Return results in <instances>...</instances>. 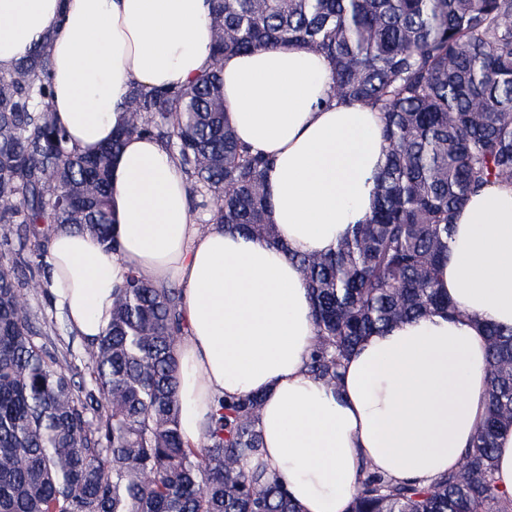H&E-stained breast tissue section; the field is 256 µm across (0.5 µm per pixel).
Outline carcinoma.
Instances as JSON below:
<instances>
[{
  "label": "carcinoma",
  "instance_id": "obj_1",
  "mask_svg": "<svg viewBox=\"0 0 512 512\" xmlns=\"http://www.w3.org/2000/svg\"><path fill=\"white\" fill-rule=\"evenodd\" d=\"M210 66L190 85L135 84L125 123L93 154L55 117L46 45L0 72V512H298L260 453L261 397H217L197 444L180 433L182 289L138 270L112 295V323L78 353L32 314L39 260L59 226L107 247L113 159L130 136L179 163L206 224L280 245L271 160L225 118L224 56L304 46L332 64L337 97L382 115L388 143L375 205L336 250L290 255L316 328L308 373L333 384L362 340L432 309L456 210L512 184V0H207ZM487 412L459 470L429 487L367 470L348 512H512L494 479L496 439L512 428V327L485 325Z\"/></svg>",
  "mask_w": 512,
  "mask_h": 512
}]
</instances>
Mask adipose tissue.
I'll return each mask as SVG.
<instances>
[{
    "mask_svg": "<svg viewBox=\"0 0 512 512\" xmlns=\"http://www.w3.org/2000/svg\"><path fill=\"white\" fill-rule=\"evenodd\" d=\"M41 42L56 116L86 153L111 141L133 84L184 87L211 63L205 0H0V71ZM223 70L229 122L272 161L280 246L196 224L176 160L133 136L112 172L117 250L58 228L47 292L90 340L129 270L182 288L184 440L203 438L215 397L261 396L264 448L247 465L274 474L299 512H346L366 468L430 485L461 465L483 419L484 323L512 327V186L486 187L454 216L439 286L459 317L431 312L367 337L328 386L306 371L316 329L292 257L331 252L370 216L382 118L336 98L330 61L304 47L229 55Z\"/></svg>",
    "mask_w": 512,
    "mask_h": 512,
    "instance_id": "ef3b65f1",
    "label": "adipose tissue"
}]
</instances>
